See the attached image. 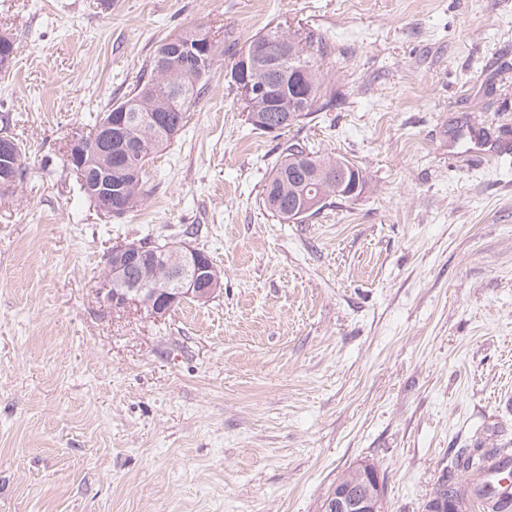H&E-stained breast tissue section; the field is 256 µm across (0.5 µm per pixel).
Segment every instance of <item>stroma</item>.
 <instances>
[{"label":"stroma","mask_w":512,"mask_h":512,"mask_svg":"<svg viewBox=\"0 0 512 512\" xmlns=\"http://www.w3.org/2000/svg\"><path fill=\"white\" fill-rule=\"evenodd\" d=\"M321 36L335 109L253 130L231 79L266 27ZM218 46L199 102L100 216L66 161L156 47ZM0 512H322L361 463L420 512L454 448H512V0H0ZM366 184L299 223L262 204L286 141ZM224 272L166 318L112 308L113 245Z\"/></svg>","instance_id":"stroma-1"}]
</instances>
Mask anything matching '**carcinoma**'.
Returning a JSON list of instances; mask_svg holds the SVG:
<instances>
[{"label":"carcinoma","instance_id":"carcinoma-1","mask_svg":"<svg viewBox=\"0 0 512 512\" xmlns=\"http://www.w3.org/2000/svg\"><path fill=\"white\" fill-rule=\"evenodd\" d=\"M202 34L201 30H190L161 43L135 87L109 108L110 112L117 114L144 107L160 116L156 124L135 125L125 143L112 145V185L120 187V190L112 195L101 194L99 205L116 210L119 216L138 206L146 196V160L138 158V152L145 147L154 151L170 141L175 129L183 128L185 114L195 104L203 88L195 58H177L163 67L162 54L170 44L193 40ZM282 41L288 42V48L294 50V58L288 61V67H299L301 72L287 81L277 70L260 71L257 79L267 86V94L244 102V111L249 115L290 111L298 105L300 95L309 98L308 114L331 109L335 98L324 88L315 57V52H324V46L321 42L315 43L313 35H304L297 30L287 33L277 25L257 35L248 47L256 46L262 54L273 55ZM175 89L185 90L189 100L183 99L177 105L171 103L170 93ZM284 152L283 160L272 168L264 191L263 202L271 213L288 221V211L296 203L306 199L315 201L314 208L299 216L302 220L317 214L333 199H352L340 188L341 181L338 180L341 169L352 166L349 160L341 156L324 157L298 143L288 144ZM485 458L486 451L481 448L456 449L443 473L444 483L437 484L435 491L444 492L462 505L470 498L477 502L478 512H502L497 504L499 490L486 482L471 487L461 479L465 474L472 475L484 469Z\"/></svg>","mask_w":512,"mask_h":512}]
</instances>
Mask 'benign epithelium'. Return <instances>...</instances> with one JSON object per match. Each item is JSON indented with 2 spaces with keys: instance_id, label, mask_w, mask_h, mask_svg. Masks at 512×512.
<instances>
[{
  "instance_id": "1",
  "label": "benign epithelium",
  "mask_w": 512,
  "mask_h": 512,
  "mask_svg": "<svg viewBox=\"0 0 512 512\" xmlns=\"http://www.w3.org/2000/svg\"><path fill=\"white\" fill-rule=\"evenodd\" d=\"M262 60L255 51H243L232 68L231 77L238 87L239 95L248 101L256 95L266 92L259 87L258 81L251 74L261 70ZM99 144L112 147L113 140L124 135V125L112 121V113L102 116L98 124ZM86 145L77 139L71 143L69 152L70 165L83 188L93 196L102 192H112L109 173L112 167L103 165L95 167L86 161ZM167 276L162 283L142 278L136 283L127 280L126 274L132 267H146L157 258L156 253L148 250L141 242H132L109 252L107 256V273L103 291L107 300L120 297L123 306L139 305L144 298L153 302L150 317L160 320L175 307L187 300L198 303L210 301L221 290L222 281L217 269L208 261L206 255L192 246L181 243L165 248ZM114 288H125L123 295L109 294ZM356 480L340 486L326 501L325 512H385V494L376 466L361 463L355 466ZM423 512H457V504L445 502L442 497H433L423 505Z\"/></svg>"
}]
</instances>
